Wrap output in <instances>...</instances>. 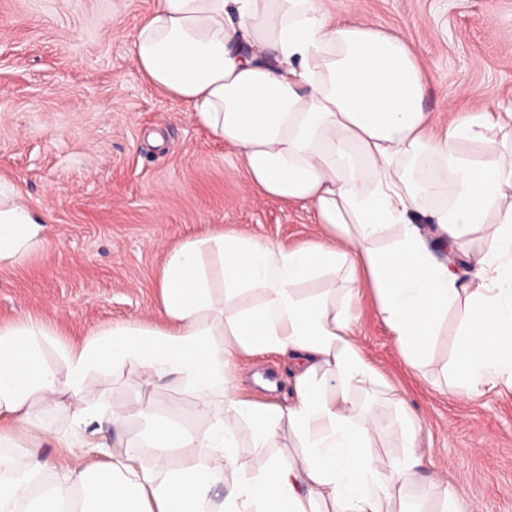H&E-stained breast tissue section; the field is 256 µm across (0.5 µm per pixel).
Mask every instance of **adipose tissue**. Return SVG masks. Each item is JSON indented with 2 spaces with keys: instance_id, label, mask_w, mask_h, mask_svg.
I'll return each instance as SVG.
<instances>
[{
  "instance_id": "obj_1",
  "label": "adipose tissue",
  "mask_w": 512,
  "mask_h": 512,
  "mask_svg": "<svg viewBox=\"0 0 512 512\" xmlns=\"http://www.w3.org/2000/svg\"><path fill=\"white\" fill-rule=\"evenodd\" d=\"M131 57L148 83L234 149L255 189L312 210L325 237L294 248L221 231L182 242L163 263L161 321L56 344L61 371L44 360L47 321L0 324V512H322L327 502L334 512H396L419 477L421 425L360 347L353 309L371 289L418 370L449 308L463 302L456 388L474 397L512 387V161L459 149L500 117L484 110L436 136L423 108L428 75L406 36L332 16L325 0H156ZM388 230L390 243L375 248ZM477 230L487 248L460 251ZM433 241L447 245L446 260ZM45 245L41 218L0 180V266ZM330 275L341 289L301 288ZM247 293L257 303L239 305ZM264 353L291 365L288 405L236 383L239 362ZM131 361L145 389L176 378L200 403L203 430L157 420L142 439L147 459L97 437L92 423L123 426L129 410L95 397L90 374ZM358 391L397 410L404 452L389 466L376 447L385 428ZM65 396L76 427L60 434L36 409ZM243 425L255 447L288 439L300 455L252 469L239 451ZM46 438L102 461L44 483L33 446Z\"/></svg>"
}]
</instances>
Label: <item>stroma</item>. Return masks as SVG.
Segmentation results:
<instances>
[{"label": "stroma", "instance_id": "stroma-1", "mask_svg": "<svg viewBox=\"0 0 512 512\" xmlns=\"http://www.w3.org/2000/svg\"><path fill=\"white\" fill-rule=\"evenodd\" d=\"M156 0H0V176L41 217L48 244L23 264L0 267V323L48 320L59 341L95 328L160 317L157 283L167 251L210 230L299 247L325 231L311 211L253 188L235 151L199 127L187 106L151 89L130 42ZM333 14L403 33L425 64L423 101L433 131L474 110L512 113V0H328ZM464 316L456 304L434 336L423 371L410 368L376 313L370 291L356 307V334L420 424V479L405 491L410 512H440L430 478L453 486L463 512H512V388L471 399L445 381ZM286 363H240L242 386L286 403ZM137 364L94 373L106 401L136 404ZM388 428L381 462L401 454L389 402L360 392ZM197 401L174 379L159 383L149 415L126 429L96 423L99 437L141 447L155 417L198 422Z\"/></svg>", "mask_w": 512, "mask_h": 512}]
</instances>
